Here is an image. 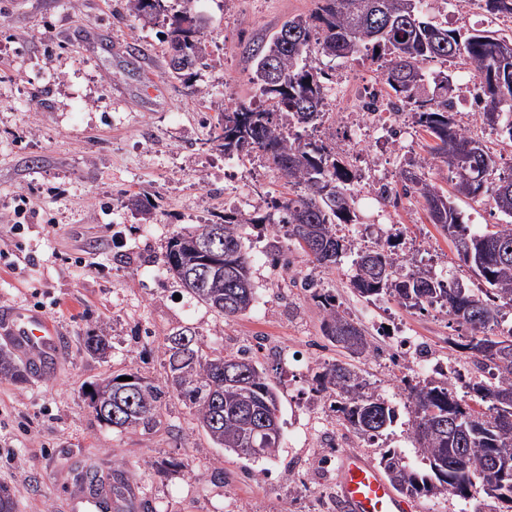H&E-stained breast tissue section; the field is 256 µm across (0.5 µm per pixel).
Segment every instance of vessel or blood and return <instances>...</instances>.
Returning <instances> with one entry per match:
<instances>
[{"label": "vessel or blood", "mask_w": 512, "mask_h": 512, "mask_svg": "<svg viewBox=\"0 0 512 512\" xmlns=\"http://www.w3.org/2000/svg\"><path fill=\"white\" fill-rule=\"evenodd\" d=\"M0 337L30 369L58 364L64 341L57 326L41 311L19 308L0 310ZM339 500L347 512H414L415 505L399 494L368 457L347 452L336 470ZM118 505L109 487L89 492L76 487L70 512H115Z\"/></svg>", "instance_id": "vessel-or-blood-1"}]
</instances>
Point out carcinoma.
<instances>
[{
    "mask_svg": "<svg viewBox=\"0 0 512 512\" xmlns=\"http://www.w3.org/2000/svg\"><path fill=\"white\" fill-rule=\"evenodd\" d=\"M164 0H127V8L146 23L158 19ZM424 0H314L307 15L288 19L267 41L249 49L253 59L250 82L255 100L224 108L214 140L227 156L254 154L299 191L272 202L273 211L256 216L224 214L222 224H198L168 239L164 266L186 292L216 314L230 319L251 307L254 285L251 261L244 250L249 224H280L282 238L301 249L314 242L310 256L323 267L334 265L348 250L337 226L352 221L356 198L349 186L356 179L350 164L334 148L315 138L326 116L329 73L309 63L313 56L350 59L364 54L378 63L391 97L412 112L414 122L433 140L428 156L411 159L401 168L403 194L423 199L429 220L485 283L481 294L468 293L454 281L412 270L405 275L392 246L359 250L350 282L369 301L382 295L407 308L438 306L458 325L471 331L465 348L478 376L469 393L479 408L448 388V378L407 383L412 423L410 435L428 462L423 473L407 464L394 449L381 453L379 466L402 493L413 496L462 498L484 495L512 512V417L504 419L500 398L512 397V326L500 328L497 301L512 306V175L488 187L495 170L494 154L485 142L461 132L449 116L448 75L425 85L427 61L459 60L480 79L482 115L512 110V57L500 48L512 39L482 30L468 36L422 18ZM485 11L511 17L512 0H482ZM184 0L179 13L164 19L169 67L175 78L203 64L198 46L200 22ZM470 155V165H456L455 152ZM442 163L452 173L454 191L475 198L490 190L496 208L510 218L484 232H470L450 197L427 181L424 170ZM301 287L322 308V333L331 344L361 356L371 349L360 324L339 311L336 296L304 276ZM87 355L104 359L113 349L106 336L82 338ZM168 382L160 386L135 372L114 374L91 384L85 393L99 422L121 432L150 429L161 422L167 399L176 397L193 410L198 426L216 448L240 458L270 459L279 448L281 432L260 434L263 421L279 419V396L248 351L203 352L188 329L172 332L164 345ZM0 376L28 379L12 353L0 349ZM124 380H119V377ZM316 392L333 400L342 424L375 439L396 419L395 408L349 364L327 363L315 376ZM497 456L501 467L485 460Z\"/></svg>",
    "mask_w": 512,
    "mask_h": 512,
    "instance_id": "carcinoma-1",
    "label": "carcinoma"
}]
</instances>
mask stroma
I'll use <instances>...</instances> for the list:
<instances>
[{
    "instance_id": "1",
    "label": "stroma",
    "mask_w": 512,
    "mask_h": 512,
    "mask_svg": "<svg viewBox=\"0 0 512 512\" xmlns=\"http://www.w3.org/2000/svg\"><path fill=\"white\" fill-rule=\"evenodd\" d=\"M126 2L0 0V249L18 240L33 258L17 270L0 258V308H39L67 347L58 373L23 384L0 378V484L11 487L17 512H67L81 459L107 474L125 473L135 495L132 512H328L343 452L376 460L393 448L422 467L403 384L412 375L410 359L395 342L407 338L418 354L451 367L452 390L465 393L470 355L448 344L465 330L444 310H414L388 296L366 303L350 285L352 255L324 268L290 250L298 275L313 274L321 288L334 290L374 343L365 377L397 419L381 439L370 440L348 431L329 401L314 398V374L340 353L321 335L322 309L300 285L282 281L272 264L265 225L245 229L256 300L243 316L219 317L162 272L174 231L222 221L226 196L253 198L263 213L271 199L290 193L260 158L225 156L213 133L229 102L254 98L247 44L268 38L288 17L308 14L313 0H192L203 20L206 65L187 83L170 75L162 24L143 23ZM313 64L355 75L356 93L380 81L367 57H319ZM327 110L319 136L359 175L356 220L341 227L349 244L367 238L368 224L386 211L405 267L481 288L419 199L363 196L370 159L400 169L406 159L426 155L428 136L412 130L400 149L376 139L351 147L335 101ZM228 164L239 174L229 185ZM22 203L36 214L16 235L7 218ZM177 328L228 352L251 349L281 399L275 459L252 462L213 447L178 399L146 431L120 433L95 418L86 387L127 369L163 383L164 338ZM90 332L111 339L108 361L80 351ZM215 466L223 468V481L211 477Z\"/></svg>"
}]
</instances>
